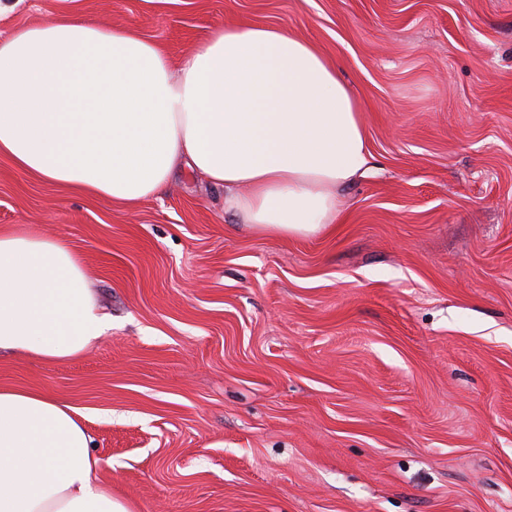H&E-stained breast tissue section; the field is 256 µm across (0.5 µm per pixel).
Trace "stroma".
Returning <instances> with one entry per match:
<instances>
[{
	"label": "stroma",
	"mask_w": 512,
	"mask_h": 512,
	"mask_svg": "<svg viewBox=\"0 0 512 512\" xmlns=\"http://www.w3.org/2000/svg\"><path fill=\"white\" fill-rule=\"evenodd\" d=\"M0 39L73 12L171 63L287 25L361 106L346 220L262 236L184 172L133 209L0 156V229L78 256L109 329L0 386L77 409L131 512H512V0H12Z\"/></svg>",
	"instance_id": "obj_1"
}]
</instances>
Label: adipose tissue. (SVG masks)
<instances>
[{"mask_svg":"<svg viewBox=\"0 0 512 512\" xmlns=\"http://www.w3.org/2000/svg\"><path fill=\"white\" fill-rule=\"evenodd\" d=\"M0 156L126 206L188 168L225 212L282 237L333 229L337 188L371 170L357 102L288 26L214 30L174 67L135 27L68 13L0 41ZM107 328L65 240L0 232V352L66 362ZM91 444L71 405L0 387V512H129Z\"/></svg>","mask_w":512,"mask_h":512,"instance_id":"obj_1","label":"adipose tissue"}]
</instances>
